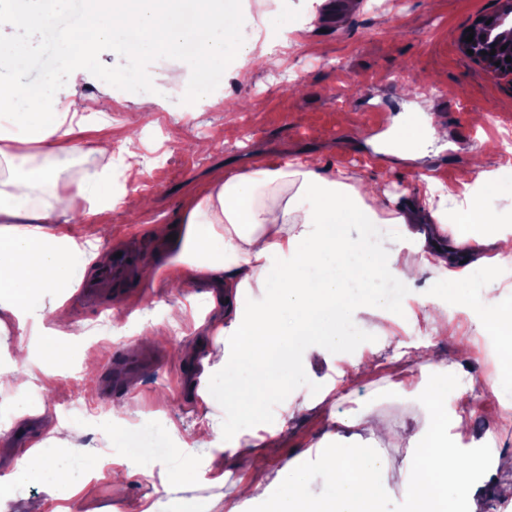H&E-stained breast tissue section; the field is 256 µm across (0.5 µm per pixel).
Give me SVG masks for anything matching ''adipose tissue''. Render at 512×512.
<instances>
[{
  "instance_id": "1",
  "label": "adipose tissue",
  "mask_w": 512,
  "mask_h": 512,
  "mask_svg": "<svg viewBox=\"0 0 512 512\" xmlns=\"http://www.w3.org/2000/svg\"><path fill=\"white\" fill-rule=\"evenodd\" d=\"M73 13L87 18L93 42L62 41L56 50L61 65L79 62L92 67L96 45L107 42L129 60L171 55L177 66L167 76L187 84L191 98H211L213 85L224 79L226 62L248 82L268 44L245 37L247 15L242 0H0V20L46 34L57 17ZM45 86L0 81V99L14 109L0 114V335L15 336L18 349L40 341L44 379L26 373L22 386L50 376L66 359L59 343L69 317L61 300L85 265L107 267L110 251L85 253L68 235L50 232L65 224L81 204L97 207L112 199V179L92 171L67 182L54 161L112 155V140H86L78 112L46 107ZM460 235L445 238L447 224L440 210L393 205L379 185L328 174L315 165L279 166L263 160L245 172L221 169L193 193L183 212V229L155 228L168 242L166 272L180 287L209 279L223 288L224 306L209 304L204 313L172 311L171 320L191 316L195 326L222 342L220 355L206 354L201 363L203 388L197 394L208 407L224 409L231 420L218 429H199L194 444L209 449L206 470L214 471L224 451L238 455L255 479L240 487L243 498L268 499L277 490L270 512H384L389 486L381 444L406 449L400 468L404 512H477L474 500L478 457L463 449L473 392L453 384L454 359L434 354L422 365L423 419L413 428L361 419L366 441L337 435L332 446H320L315 467L289 459L267 470L262 451L277 445L278 433L266 429L270 408L290 396L302 373L299 357L311 350L340 352L359 341L354 317L363 307L396 322L404 312L400 293L387 282L414 284L427 269L444 271L448 287L419 297L435 335L448 333L449 308L470 301L471 268H480L490 282L481 300L482 334L498 339V373L493 392H512V306L503 304L493 284L501 264L512 257V231L494 228L481 202L466 197L457 207ZM393 227L389 249L369 241L376 225ZM260 288L259 302L245 304L251 288ZM54 328L43 325L45 314ZM258 437V450L242 447L241 426ZM174 423L164 422L135 440L126 460L127 474L142 472L146 454L161 455ZM91 448L47 447L37 441L29 463L0 475V512H5L16 485L38 483L43 498L30 512H44L45 499L54 512H66L61 501L86 488L75 460L90 457ZM198 473L190 460L168 468L156 496L142 512H196L198 503L185 490ZM320 496H312L313 485Z\"/></svg>"
}]
</instances>
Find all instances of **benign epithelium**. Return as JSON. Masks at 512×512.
<instances>
[{"label":"benign epithelium","instance_id":"obj_1","mask_svg":"<svg viewBox=\"0 0 512 512\" xmlns=\"http://www.w3.org/2000/svg\"><path fill=\"white\" fill-rule=\"evenodd\" d=\"M472 27L481 31L496 53L484 55L474 42L464 39L460 41L462 51H473L471 59L496 77L512 84V64L504 63V58L512 57V0H506L500 11L476 18Z\"/></svg>","mask_w":512,"mask_h":512}]
</instances>
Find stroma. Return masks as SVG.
Listing matches in <instances>:
<instances>
[{"label":"stroma","instance_id":"1","mask_svg":"<svg viewBox=\"0 0 512 512\" xmlns=\"http://www.w3.org/2000/svg\"><path fill=\"white\" fill-rule=\"evenodd\" d=\"M344 2L244 0L245 11L253 18L285 9L304 24L302 30L271 37L272 63L256 68L248 82H240L233 63H226V78L218 90L224 97L238 100L241 113L251 114L254 130L247 138L240 128H228L225 112L201 104L187 111L162 100L155 112L145 114L139 112L134 98L126 97L122 99L124 122L112 121L107 112L118 92L112 74L126 67L123 56L108 43H100L96 68L76 82L71 69L61 67L54 55L46 53L42 38L0 23V48L23 42L34 55L31 68H2L0 79L38 85L52 78L56 108L73 100L86 103L85 138L130 137L138 143L140 155L162 150L168 158L167 167L151 176L149 194L154 205L138 218L129 213L131 202L141 194L137 179L132 178L113 181L112 189L119 197L112 207L76 224L51 225V232L93 243L98 249L136 247L145 261L128 291L132 302L126 316L110 333L102 335L95 328L110 315L112 297L82 301L76 289H69L65 305L72 316L73 338L67 343L69 357L53 379L51 401L14 383V339L0 346V420L6 422L5 428H0V468L24 462L31 439L48 437L63 408L74 401L90 409L123 408L126 422L121 430L125 433L147 430L151 420L161 418L173 421L180 442L189 443L199 428L210 426L199 402L185 395L190 367L179 353L196 343L192 318L170 327L166 341L152 347L157 363L139 378L132 398L109 395L105 367L133 346L143 323L166 318L169 307L207 306L205 285L169 287L162 267L166 245L153 236L152 227L167 224L180 231L186 199L204 185L213 168L236 172L259 157L278 165L316 160L329 171L381 181L400 205L426 201L434 185L458 197L466 193L480 196L498 227L512 230V194L482 193L476 184L479 174L470 168L471 158L480 155L486 170L512 180V84L486 72L459 46L461 34L473 20L497 11L500 0H354L350 9ZM281 71L287 75L286 82H275V74ZM418 75L435 84L438 94L417 92L414 78ZM483 111L489 112V119L473 124L472 115ZM428 112L441 114L446 136L417 140L410 158L395 157L390 165H383L385 147L377 125L387 124L390 131L399 133L410 114ZM175 128L196 134L208 129L215 140L207 151L198 152L169 140L168 134ZM423 319L422 309L415 303L408 320L382 330L374 310L367 308L355 318L363 348L353 347L339 356L305 353L302 360L309 370L292 390L295 404L280 433L279 447L269 452L270 467L314 450L323 434L332 430L328 408L302 405L311 388L329 379L336 382L335 410L350 421L343 430L346 436H360V428L352 421L367 413L384 418L393 427L419 421L422 410L410 392L421 373L408 362L401 338ZM448 327L468 336L472 344L459 361L458 377L478 383L489 380L491 374L477 348V323L455 309ZM86 353L100 356L102 363L91 379L78 373V359ZM344 360L371 362L375 368L350 384L342 375L340 363ZM21 399L36 411L32 427L22 434L13 415ZM502 407V399L486 394L483 418L471 423L470 434L477 438L492 430L500 455L512 456V415H503ZM70 434L73 442L92 445L99 454L92 462L94 477L89 487L64 500L68 512H139L152 491L149 479L136 474L122 487L112 484V472L122 467L127 448L111 444L101 428L77 420L71 421ZM221 470L223 484L197 482L191 486L190 496L216 500L213 512H259L257 505L244 503L237 495L238 487L251 480V472L228 456Z\"/></svg>","mask_w":512,"mask_h":512}]
</instances>
